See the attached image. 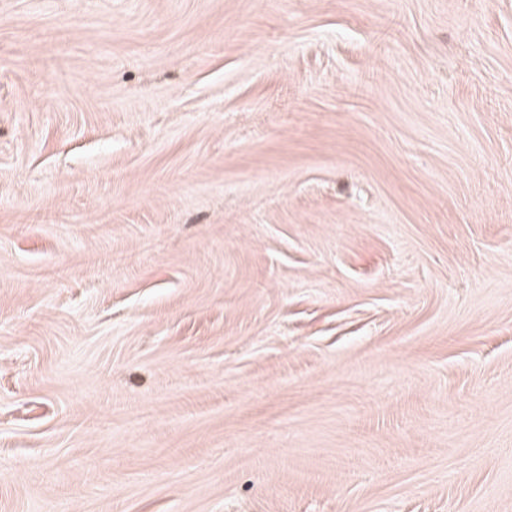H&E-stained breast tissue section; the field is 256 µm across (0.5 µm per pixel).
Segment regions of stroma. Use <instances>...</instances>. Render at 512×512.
<instances>
[{"mask_svg": "<svg viewBox=\"0 0 512 512\" xmlns=\"http://www.w3.org/2000/svg\"><path fill=\"white\" fill-rule=\"evenodd\" d=\"M0 512H512V0H0Z\"/></svg>", "mask_w": 512, "mask_h": 512, "instance_id": "1", "label": "stroma"}]
</instances>
